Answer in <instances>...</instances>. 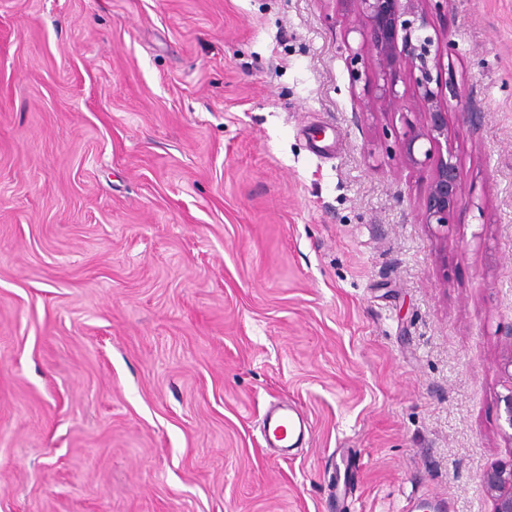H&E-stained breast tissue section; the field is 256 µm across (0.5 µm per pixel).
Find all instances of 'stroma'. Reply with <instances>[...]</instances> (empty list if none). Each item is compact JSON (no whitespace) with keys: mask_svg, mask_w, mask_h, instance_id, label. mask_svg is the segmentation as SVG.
Listing matches in <instances>:
<instances>
[{"mask_svg":"<svg viewBox=\"0 0 512 512\" xmlns=\"http://www.w3.org/2000/svg\"><path fill=\"white\" fill-rule=\"evenodd\" d=\"M344 0H0V512H493L512 456V0L429 33L462 200ZM285 400L311 432L274 460ZM480 483L493 500V512H512V456L485 469Z\"/></svg>","mask_w":512,"mask_h":512,"instance_id":"stroma-1","label":"stroma"}]
</instances>
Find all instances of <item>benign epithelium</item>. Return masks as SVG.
<instances>
[{"instance_id":"obj_1","label":"benign epithelium","mask_w":512,"mask_h":512,"mask_svg":"<svg viewBox=\"0 0 512 512\" xmlns=\"http://www.w3.org/2000/svg\"><path fill=\"white\" fill-rule=\"evenodd\" d=\"M354 5L357 27L366 31L371 60L359 51H350L351 85L374 82L378 94L366 103V111L386 113L408 109L422 118L400 143L401 163L410 167H428L431 179L424 208L423 224L437 225L436 234L448 241L449 215L461 200V171L452 150H442V142L451 137L448 104L443 88L465 103V90L441 75H433L430 61L434 39L427 34L431 26L430 3L433 0H347ZM412 84L411 95L396 89L400 73ZM429 147H424V144ZM483 490L494 503L493 512H512V456L500 460L480 475Z\"/></svg>"}]
</instances>
